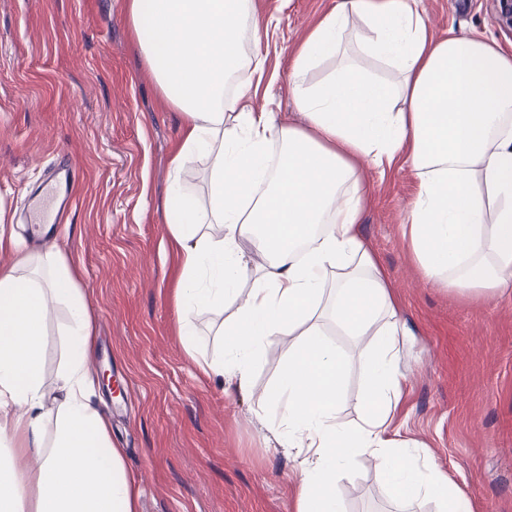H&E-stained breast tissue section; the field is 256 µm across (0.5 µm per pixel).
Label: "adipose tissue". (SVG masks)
<instances>
[{
  "label": "adipose tissue",
  "instance_id": "adipose-tissue-1",
  "mask_svg": "<svg viewBox=\"0 0 512 512\" xmlns=\"http://www.w3.org/2000/svg\"><path fill=\"white\" fill-rule=\"evenodd\" d=\"M130 34L185 123L172 160L208 161L205 200L172 188L165 212L182 272L179 333L198 352L196 315L236 302L223 352L205 376L248 386L261 349L292 342L260 399L286 447L303 456L296 512H342L337 473L360 455L386 471L402 506L422 496L469 512L444 475L392 445L388 413L407 335L385 274L361 236L358 167L409 165L420 184L407 226L423 276L460 293L512 288V55L474 35L432 38L412 0H338L296 54L290 90L306 127L251 105L262 28L254 0H127ZM369 58L389 79L367 74ZM336 63L318 83L310 72ZM69 316L68 358L44 385L49 305ZM375 343L358 428L336 419L344 355L324 323ZM92 324L76 272L57 248L0 267V512H138V485L90 399ZM35 457L28 470L18 458Z\"/></svg>",
  "mask_w": 512,
  "mask_h": 512
}]
</instances>
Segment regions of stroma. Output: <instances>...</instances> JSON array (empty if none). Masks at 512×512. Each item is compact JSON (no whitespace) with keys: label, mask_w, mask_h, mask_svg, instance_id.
Instances as JSON below:
<instances>
[{"label":"stroma","mask_w":512,"mask_h":512,"mask_svg":"<svg viewBox=\"0 0 512 512\" xmlns=\"http://www.w3.org/2000/svg\"><path fill=\"white\" fill-rule=\"evenodd\" d=\"M337 0H256L268 30L252 104L275 121L303 124L289 91L303 36ZM433 37L481 34L512 52L491 0H417ZM182 113L160 93L132 44L126 0H0V209L18 238L0 264L56 245L78 268L91 308L92 356L111 385L91 399L112 423L140 489L139 512H296L295 449L253 413L277 380L288 337L264 346L249 386L202 376L177 334L180 256L164 220L169 187L206 196L204 157L181 174L171 160ZM76 168V199L56 232L36 234L23 207H52L60 162ZM361 232L391 285L409 331L397 363L404 378L389 438L445 473L471 512H512V291L461 295L427 282L403 226L418 194L407 165L364 171ZM67 315L49 309L45 382L65 357ZM347 358L340 421L359 422L373 337L354 341L326 325ZM344 512H396L375 461L355 459L336 479Z\"/></svg>","instance_id":"35a3bbf8"}]
</instances>
